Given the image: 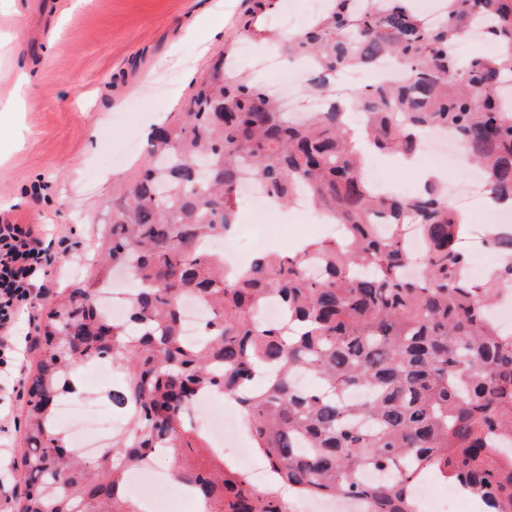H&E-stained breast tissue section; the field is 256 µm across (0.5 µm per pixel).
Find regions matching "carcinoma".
I'll use <instances>...</instances> for the list:
<instances>
[{"mask_svg":"<svg viewBox=\"0 0 512 512\" xmlns=\"http://www.w3.org/2000/svg\"><path fill=\"white\" fill-rule=\"evenodd\" d=\"M480 24L494 53L459 60L454 36ZM240 38L272 40L251 20L231 36ZM286 51L310 65L314 96L330 94L340 68L395 60L411 87L351 96L366 111L374 152L413 155L424 131L450 128L486 171L489 198L512 200V91L502 85L512 76V0H445L435 25L413 0H327ZM234 60L225 49L200 74L183 119L154 129L139 180L112 207L100 260L131 272L125 320L102 304L108 276L50 302L28 378L38 401H27L24 416L21 512H135L126 474L156 452L211 512H290L284 487L361 497L372 512H419L415 484L430 473L467 488L486 512H512V453L495 441L512 440V332L490 314L512 289V231L490 236L504 262L472 280L466 231L440 186L413 197L372 193L343 106L293 124ZM247 173L283 206L307 194L344 225L343 238L228 270L223 253L199 243L237 223L235 192ZM383 223L416 226L426 244L419 277L403 274L413 257L400 238L378 234ZM309 263L321 265L320 277L307 276ZM271 296L285 310L281 323L257 318ZM187 298L209 310L192 344L181 327ZM101 360L123 375L106 398L126 427L82 460L54 414L79 368ZM300 370L320 388H296ZM353 391L365 398L349 400ZM213 392L248 413L254 448L277 475L267 489H251L225 462L184 463L207 444L189 407ZM367 467L395 476L367 485Z\"/></svg>","mask_w":512,"mask_h":512,"instance_id":"1","label":"carcinoma"}]
</instances>
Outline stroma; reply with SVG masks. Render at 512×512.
Returning a JSON list of instances; mask_svg holds the SVG:
<instances>
[{"instance_id": "stroma-1", "label": "stroma", "mask_w": 512, "mask_h": 512, "mask_svg": "<svg viewBox=\"0 0 512 512\" xmlns=\"http://www.w3.org/2000/svg\"><path fill=\"white\" fill-rule=\"evenodd\" d=\"M223 5L222 30L187 35ZM254 0H0V218L41 224L58 258L44 299L83 279L85 256L134 185L146 127L180 118L200 73ZM36 74L18 90L19 65Z\"/></svg>"}]
</instances>
